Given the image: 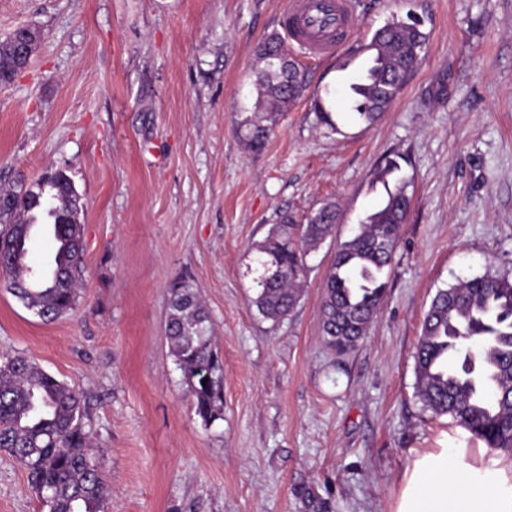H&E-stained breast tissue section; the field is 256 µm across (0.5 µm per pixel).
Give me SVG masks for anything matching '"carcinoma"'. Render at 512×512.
Instances as JSON below:
<instances>
[{
  "instance_id": "obj_1",
  "label": "carcinoma",
  "mask_w": 512,
  "mask_h": 512,
  "mask_svg": "<svg viewBox=\"0 0 512 512\" xmlns=\"http://www.w3.org/2000/svg\"><path fill=\"white\" fill-rule=\"evenodd\" d=\"M427 42L417 18L395 16L376 29L362 50L372 65L349 84V108L368 126L378 121L406 84L410 68ZM18 73L13 36L0 41V85ZM254 84L270 109L242 116L239 136L252 149L263 147L275 117L289 111L306 88L305 77L277 37L257 50ZM318 121L331 133L338 124L329 101L314 103ZM400 156H386L374 179L388 185L401 171ZM398 178L381 204L359 222V232L340 244L328 268L322 303L325 345L339 353L358 346L383 302L390 268L412 196ZM54 190L47 217L57 235H68L63 265L55 278L24 288L12 263L22 244L21 228L42 209L45 188ZM72 183L57 170L17 191L0 195V277L36 316L53 320L74 310L83 275L81 225L71 219ZM337 209L324 205L305 223L283 213L256 246L262 272L251 303L264 318L278 320L296 307L310 272L313 247L332 235ZM211 320L190 288L172 291L166 335L193 398L196 414L211 423L223 413V367L211 349ZM416 397L436 416L448 415L489 448L512 449V277L484 274L437 291L424 317L415 353ZM86 402L73 388L21 354L0 356V449L27 474L31 489L48 512H109L110 493L90 456Z\"/></svg>"
}]
</instances>
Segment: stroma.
I'll list each match as a JSON object with an SVG mask.
<instances>
[{"label": "stroma", "mask_w": 512, "mask_h": 512, "mask_svg": "<svg viewBox=\"0 0 512 512\" xmlns=\"http://www.w3.org/2000/svg\"><path fill=\"white\" fill-rule=\"evenodd\" d=\"M287 0H0V39L39 27L28 68L0 86V189L60 168L81 197L84 286L42 321L0 283V353L21 352L80 392L110 512H390L419 453L480 440L415 396L416 342L436 291L512 276V0H354L353 45L414 15L426 54L374 125L344 115L366 56L313 57L307 89L261 151L236 132L253 111L255 50ZM345 70H338L339 62ZM412 196L386 297L338 354L321 336L338 245L385 195L387 154ZM336 203L288 317L260 316L257 244L282 212ZM198 293L224 368V412L196 414L165 335L174 287ZM0 512H47L0 450Z\"/></svg>", "instance_id": "obj_1"}]
</instances>
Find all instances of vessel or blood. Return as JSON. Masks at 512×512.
<instances>
[{
  "mask_svg": "<svg viewBox=\"0 0 512 512\" xmlns=\"http://www.w3.org/2000/svg\"><path fill=\"white\" fill-rule=\"evenodd\" d=\"M281 26L288 42L310 55H333L348 42L354 28L351 0H288Z\"/></svg>",
  "mask_w": 512,
  "mask_h": 512,
  "instance_id": "vessel-or-blood-1",
  "label": "vessel or blood"
}]
</instances>
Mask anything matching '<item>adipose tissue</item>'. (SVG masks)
<instances>
[{"instance_id": "1", "label": "adipose tissue", "mask_w": 512, "mask_h": 512, "mask_svg": "<svg viewBox=\"0 0 512 512\" xmlns=\"http://www.w3.org/2000/svg\"><path fill=\"white\" fill-rule=\"evenodd\" d=\"M391 512H512V457L440 448L405 468Z\"/></svg>"}]
</instances>
